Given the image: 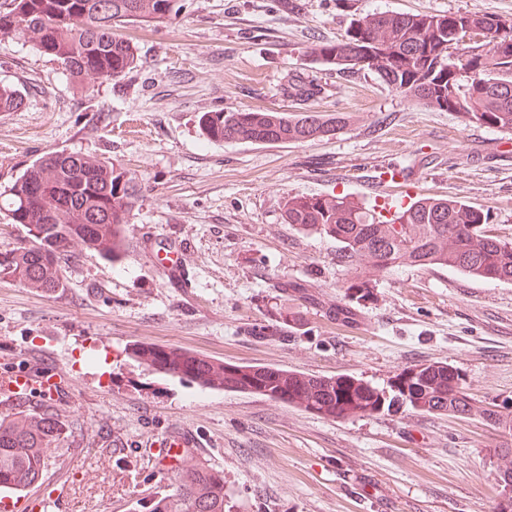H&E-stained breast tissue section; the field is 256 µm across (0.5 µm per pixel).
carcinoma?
<instances>
[{
	"label": "carcinoma",
	"mask_w": 512,
	"mask_h": 512,
	"mask_svg": "<svg viewBox=\"0 0 512 512\" xmlns=\"http://www.w3.org/2000/svg\"><path fill=\"white\" fill-rule=\"evenodd\" d=\"M182 8L181 0H3L0 44L32 43L61 64L76 88L86 89L90 79L114 80L137 67V48L119 29L135 22L165 26ZM466 25L483 30L480 52H462L458 63L450 65L448 43ZM307 56L331 69L369 70L417 104L512 133V24L492 14L374 13L357 21L341 42L311 44ZM363 57L368 63L361 66ZM23 103L19 89L0 86L1 113L15 112ZM199 123L209 141L267 144L321 138L341 130L345 119L218 110L203 113ZM118 182L120 176L107 162L80 152L33 161L0 193V210L26 229L20 246L0 253V273L50 293L65 288L67 244L87 224L109 229L86 248L116 259L135 202L132 180L123 182L120 194ZM283 220L300 232L340 243L343 262L356 270L343 287L362 298L370 295L376 276L403 265L448 267L512 283V242L488 234L487 216L462 200L420 198L386 222L345 196L298 195L285 202ZM131 354L158 372L204 384L201 364L182 370L150 360L141 344L133 345ZM225 372L229 389L265 394L329 417L389 412L395 406L460 417L473 410L460 373L447 364L405 369L396 374L404 387L388 391L349 376L326 378L268 367H227ZM61 435V422L49 412L0 417V492L32 485ZM149 512H225L224 475L188 461L173 491L154 501Z\"/></svg>",
	"instance_id": "1"
}]
</instances>
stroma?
Wrapping results in <instances>:
<instances>
[{"label":"stroma","instance_id":"1","mask_svg":"<svg viewBox=\"0 0 512 512\" xmlns=\"http://www.w3.org/2000/svg\"><path fill=\"white\" fill-rule=\"evenodd\" d=\"M171 24L122 28L139 61L125 77L74 92L34 45H0V83L25 95L0 113V191L36 158L79 151L133 179L138 197L121 256L86 250L48 294L0 276V374L23 354L66 369L52 410L66 425L37 483L8 512H146L180 462L143 446L173 425L201 445L185 457L223 472L226 512H499L512 432L480 410L512 407V284L434 266L382 275L345 297L336 240L285 224L288 197L340 194L465 200L512 241V134L418 105L369 71L312 65L316 41L344 40L374 12H489L512 0H183ZM302 78L315 96L285 94ZM341 114L313 141L211 142L202 113ZM186 245L183 287L154 255ZM346 304L348 321L336 318ZM146 342L223 361L388 387L405 368L444 363L475 408L455 417L404 410L327 417L255 392L212 389L131 358Z\"/></svg>","mask_w":512,"mask_h":512}]
</instances>
